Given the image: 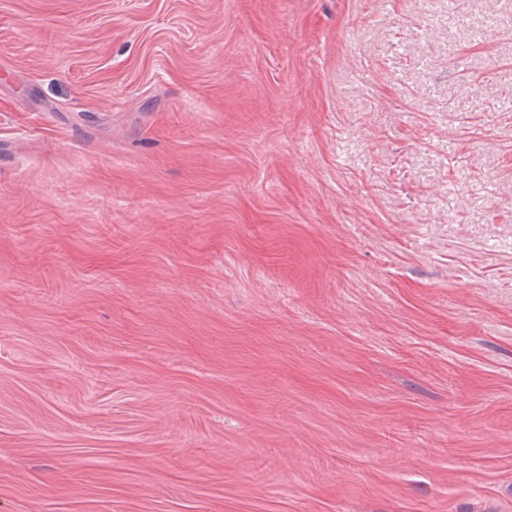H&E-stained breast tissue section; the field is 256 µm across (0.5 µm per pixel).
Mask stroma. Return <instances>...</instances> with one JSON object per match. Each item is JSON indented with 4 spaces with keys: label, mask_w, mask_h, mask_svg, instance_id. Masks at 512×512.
Masks as SVG:
<instances>
[{
    "label": "stroma",
    "mask_w": 512,
    "mask_h": 512,
    "mask_svg": "<svg viewBox=\"0 0 512 512\" xmlns=\"http://www.w3.org/2000/svg\"><path fill=\"white\" fill-rule=\"evenodd\" d=\"M0 512H512V0H0Z\"/></svg>",
    "instance_id": "1"
}]
</instances>
